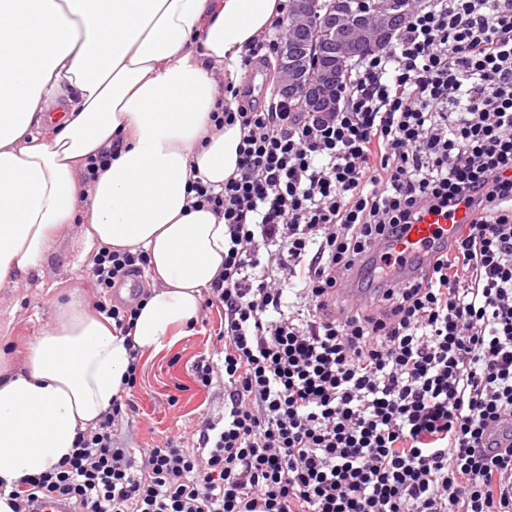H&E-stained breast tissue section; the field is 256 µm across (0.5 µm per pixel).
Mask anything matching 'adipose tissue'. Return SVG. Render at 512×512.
<instances>
[{"mask_svg": "<svg viewBox=\"0 0 512 512\" xmlns=\"http://www.w3.org/2000/svg\"><path fill=\"white\" fill-rule=\"evenodd\" d=\"M282 15L281 0H0V286L76 222L86 247L147 250L156 279L132 337L71 301L22 367H0V484L71 452L120 393L128 343L159 351L197 316L225 236L188 185L223 187L242 139L211 119L218 77ZM113 146L83 181L86 158Z\"/></svg>", "mask_w": 512, "mask_h": 512, "instance_id": "adipose-tissue-1", "label": "adipose tissue"}]
</instances>
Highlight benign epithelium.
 I'll return each mask as SVG.
<instances>
[{"instance_id":"benign-epithelium-1","label":"benign epithelium","mask_w":512,"mask_h":512,"mask_svg":"<svg viewBox=\"0 0 512 512\" xmlns=\"http://www.w3.org/2000/svg\"><path fill=\"white\" fill-rule=\"evenodd\" d=\"M402 20L403 12L388 10L387 0H297L284 34L293 53L285 55L281 65L278 95L309 112L336 111L344 63L363 45L375 52L387 50ZM317 26L332 35L333 64H322Z\"/></svg>"}]
</instances>
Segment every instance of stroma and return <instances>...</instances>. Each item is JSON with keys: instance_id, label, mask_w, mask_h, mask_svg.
<instances>
[{"instance_id": "obj_1", "label": "stroma", "mask_w": 512, "mask_h": 512, "mask_svg": "<svg viewBox=\"0 0 512 512\" xmlns=\"http://www.w3.org/2000/svg\"><path fill=\"white\" fill-rule=\"evenodd\" d=\"M82 231V225H69L49 248L40 271L0 288V349L13 366L23 365L28 343L52 326L59 304L73 295L94 303ZM223 321L221 305L200 308L186 336L141 358L132 420L114 426L120 447L152 448L169 439L192 446L205 422L223 414L221 380L206 388L194 378L199 359L223 351L217 337Z\"/></svg>"}]
</instances>
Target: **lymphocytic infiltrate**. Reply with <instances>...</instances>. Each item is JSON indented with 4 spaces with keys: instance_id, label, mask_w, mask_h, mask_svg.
<instances>
[{
    "instance_id": "f902f5d3",
    "label": "lymphocytic infiltrate",
    "mask_w": 512,
    "mask_h": 512,
    "mask_svg": "<svg viewBox=\"0 0 512 512\" xmlns=\"http://www.w3.org/2000/svg\"><path fill=\"white\" fill-rule=\"evenodd\" d=\"M216 125H240L236 176L195 180L223 219L224 420L194 448L131 456L117 397L51 469L0 486L13 512H512V0H419L392 48L350 65L339 111L243 105L226 84ZM471 224L414 281L388 287L401 239L430 212ZM266 254L276 274L250 283ZM144 250L100 248L99 313L130 335ZM307 311L283 313L284 292Z\"/></svg>"
}]
</instances>
